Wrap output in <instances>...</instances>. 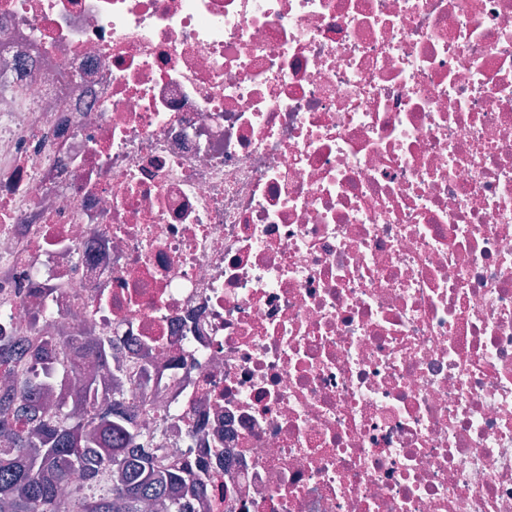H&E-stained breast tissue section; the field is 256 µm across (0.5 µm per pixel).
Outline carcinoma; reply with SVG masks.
<instances>
[{
    "instance_id": "obj_1",
    "label": "carcinoma",
    "mask_w": 512,
    "mask_h": 512,
    "mask_svg": "<svg viewBox=\"0 0 512 512\" xmlns=\"http://www.w3.org/2000/svg\"><path fill=\"white\" fill-rule=\"evenodd\" d=\"M62 347L74 363L75 378L66 404L53 413L42 397L50 380L37 373V361ZM112 363L107 344L89 336L63 333L46 338L30 354L23 345L0 343V367L12 374L9 390L0 392V512H191L188 495L204 487L188 463L156 469L137 425L136 407L116 394L106 405L96 403L97 380L81 372L80 362ZM85 482L68 487L73 470Z\"/></svg>"
}]
</instances>
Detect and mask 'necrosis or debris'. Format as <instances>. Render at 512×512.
<instances>
[{
	"label": "necrosis or debris",
	"instance_id": "4bbe7bcc",
	"mask_svg": "<svg viewBox=\"0 0 512 512\" xmlns=\"http://www.w3.org/2000/svg\"><path fill=\"white\" fill-rule=\"evenodd\" d=\"M65 327L191 512H512V0H0V335Z\"/></svg>",
	"mask_w": 512,
	"mask_h": 512
}]
</instances>
